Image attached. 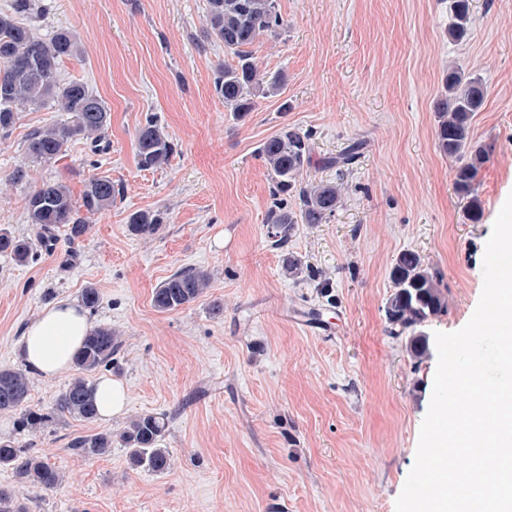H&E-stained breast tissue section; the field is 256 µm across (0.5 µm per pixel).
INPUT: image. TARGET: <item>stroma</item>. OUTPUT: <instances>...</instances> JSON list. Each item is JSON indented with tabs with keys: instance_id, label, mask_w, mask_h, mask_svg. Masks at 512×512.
<instances>
[{
	"instance_id": "obj_1",
	"label": "stroma",
	"mask_w": 512,
	"mask_h": 512,
	"mask_svg": "<svg viewBox=\"0 0 512 512\" xmlns=\"http://www.w3.org/2000/svg\"><path fill=\"white\" fill-rule=\"evenodd\" d=\"M278 5L285 32L260 38L253 54L285 84L238 116L214 92L225 56L207 34V0H40L36 32L66 28L83 44L60 79L85 83L111 125L103 151L72 142L56 163L29 164L30 182L14 184L28 135L67 118L49 104L19 107L0 135V230L30 234L25 197L44 180H64L77 199L89 177L106 174L123 194L92 216L80 243L59 241L23 266L0 254V365H21L24 328L41 309L92 285L102 304L91 325L123 340L111 376L128 403L111 420L64 419L37 439L67 482L27 489L31 512H395L437 359L414 363L405 339L389 334V274L406 250L441 272L448 312L427 334L462 328L476 308L486 242L512 194V0H473L461 42L448 37V0ZM451 64L489 90L472 121L475 140L493 146L477 182L476 223L436 146L434 106ZM149 118L175 145L158 170L136 158V131ZM285 125L311 136L302 181H339L344 190L333 216L297 225L282 250L265 222L272 181L258 151ZM355 141L358 158L337 166ZM139 209L164 217L152 239L128 229ZM288 254L302 263L299 279L283 272ZM183 268L209 271L210 287L183 309L157 311L155 288ZM309 307L329 310L335 335L292 321ZM138 413L170 417L167 472L130 469L117 442L93 459L68 450L73 437L119 432Z\"/></svg>"
}]
</instances>
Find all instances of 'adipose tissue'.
Here are the masks:
<instances>
[{"instance_id":"ef3b65f1","label":"adipose tissue","mask_w":512,"mask_h":512,"mask_svg":"<svg viewBox=\"0 0 512 512\" xmlns=\"http://www.w3.org/2000/svg\"><path fill=\"white\" fill-rule=\"evenodd\" d=\"M89 329L81 305L60 301L42 309L29 322L21 342V359L32 374L54 379L69 370Z\"/></svg>"}]
</instances>
